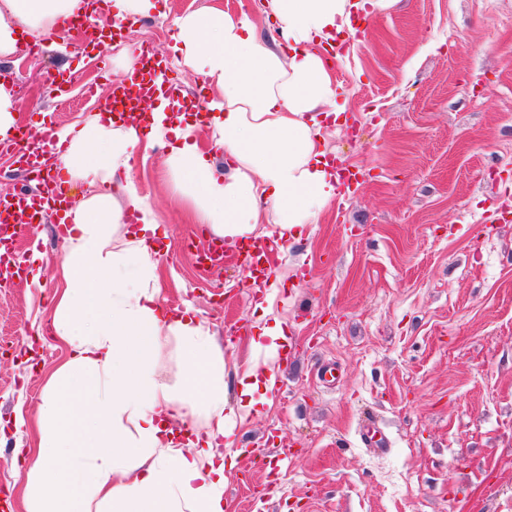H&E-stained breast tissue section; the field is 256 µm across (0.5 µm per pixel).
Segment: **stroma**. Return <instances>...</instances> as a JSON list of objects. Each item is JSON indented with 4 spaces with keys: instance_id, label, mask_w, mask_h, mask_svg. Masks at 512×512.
<instances>
[{
    "instance_id": "obj_1",
    "label": "stroma",
    "mask_w": 512,
    "mask_h": 512,
    "mask_svg": "<svg viewBox=\"0 0 512 512\" xmlns=\"http://www.w3.org/2000/svg\"><path fill=\"white\" fill-rule=\"evenodd\" d=\"M220 4L279 36L255 0H167L126 25L173 54L176 17ZM334 79L346 121L328 150L359 167L317 223L289 240L267 284L225 263L200 274L184 249L208 234L174 202L162 149L136 153L132 176L166 233L158 272L167 307L190 302L224 357L228 404L259 362L275 392L231 422L228 512H512V0H396L359 14ZM61 30L36 53L0 57L14 74L20 125L61 129L104 111L121 60L74 51ZM91 85L33 99L47 76ZM46 219L23 238L26 281L0 288V452L31 448L47 379L65 352L52 338L62 248ZM39 261H32L33 253ZM282 323L288 360L267 333ZM43 336L38 362L23 357ZM335 364L325 385L318 368ZM374 428L384 450L365 446Z\"/></svg>"
}]
</instances>
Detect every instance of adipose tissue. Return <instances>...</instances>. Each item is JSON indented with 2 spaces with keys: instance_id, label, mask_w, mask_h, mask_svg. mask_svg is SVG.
Returning <instances> with one entry per match:
<instances>
[{
  "instance_id": "adipose-tissue-1",
  "label": "adipose tissue",
  "mask_w": 512,
  "mask_h": 512,
  "mask_svg": "<svg viewBox=\"0 0 512 512\" xmlns=\"http://www.w3.org/2000/svg\"><path fill=\"white\" fill-rule=\"evenodd\" d=\"M81 0H0V56L22 39L54 35ZM390 0H265L282 40L270 45L247 14L212 6L174 21L180 65L218 93L207 127L224 151L220 172L190 121L163 125L168 99L153 107V133L137 119L95 113L60 132L61 185L83 181L86 196L64 210L68 226L54 338L71 354L51 374L38 413L39 443L27 454L33 491L27 512H226L224 451L231 416L224 359L191 310L170 312L158 275L159 226L132 179L133 158L164 141L174 193L195 223L248 240L272 211L278 245L316 223L336 195L318 115H340L331 63L322 51L364 7ZM140 212L138 225L123 222ZM181 354L177 384L157 376L166 345ZM203 418L201 427L184 430Z\"/></svg>"
}]
</instances>
